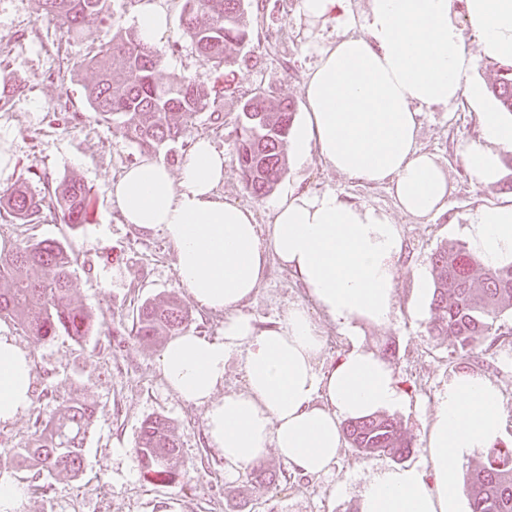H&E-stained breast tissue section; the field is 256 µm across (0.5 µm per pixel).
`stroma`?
<instances>
[{
	"label": "stroma",
	"mask_w": 512,
	"mask_h": 512,
	"mask_svg": "<svg viewBox=\"0 0 512 512\" xmlns=\"http://www.w3.org/2000/svg\"><path fill=\"white\" fill-rule=\"evenodd\" d=\"M165 5L170 33L157 46L162 56L158 76L165 82L186 75L216 87L223 123L212 125L208 113H200L192 135L209 138L223 150L219 192L226 200L253 208L265 227L272 221L276 193L298 184L317 192L335 190L346 200L390 214L399 225L404 253L396 281L397 313L390 324L363 327L362 338L393 368L407 399L387 412L413 439L405 464H424L426 425L449 381L463 372L489 377L497 385L503 416L497 445L512 448V336L478 359L459 361L451 354L450 341L427 334L431 294L414 295L418 277H431L435 253L462 243L468 214L482 204L512 202V153L502 155L501 177L488 186L473 184L461 157L465 145L480 139L479 112L498 110L494 96L485 95L479 104L463 96L423 113L418 145L436 155L451 186L448 207L437 215L420 219L400 212L388 185L349 178L328 167L315 151L300 163L287 159L273 193L259 199L246 189L233 160L244 96L258 89L303 113V85L317 61L316 50L335 41L336 28L330 22L312 25L301 11V0H245V20L259 38L239 48L236 64L219 73L182 35L184 0H165ZM41 13L40 0H0V69L21 81L11 100L0 104V127L15 144L14 172L8 185H0V195L23 180L38 190L44 183L75 177L90 188L92 204L84 224L65 223L53 210L32 224L0 219V251L43 239L67 245L76 258L73 297L92 312L96 329L80 343L64 335L35 340L7 318H0V330L30 352L33 395L45 415L71 399L92 405L95 413L84 443L88 467L75 478L43 470V479L52 485L47 497L29 492L32 473L16 464L31 438V414L0 424V477L26 489L14 512H358L364 484L380 469L396 465V458L364 457L345 444L330 473L305 477L290 472L271 452L262 465L279 473L276 483H257L246 472L225 478L224 459L204 436L203 407L179 398L158 368L162 344L146 346L131 335L132 312L142 302L184 296L175 249L161 232L120 223L111 204L112 182L141 154L86 102L85 87L96 74L83 61L98 29L71 38L42 22ZM307 300L298 278L272 258L246 312L265 326ZM313 318L324 339L315 369L324 373L349 339L325 315L317 312ZM157 415L167 418L175 431L186 486L150 484L140 473L134 454L140 427Z\"/></svg>",
	"instance_id": "35a3bbf8"
}]
</instances>
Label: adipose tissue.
<instances>
[{"mask_svg": "<svg viewBox=\"0 0 512 512\" xmlns=\"http://www.w3.org/2000/svg\"><path fill=\"white\" fill-rule=\"evenodd\" d=\"M302 10L311 21L335 23L339 35L307 75L308 112L292 141L296 159L315 149L341 174L389 184L396 206L412 216L445 209L448 177L419 148L418 117L422 108L463 95L480 98L472 79L480 61L512 65V0H370L360 24L345 0H302ZM460 10L478 34L472 52L455 20ZM136 22L152 45L170 30L163 0H140ZM480 122L482 140L465 146L462 162L474 184L489 185L501 176V155L512 153V117L487 111ZM224 163L223 152L200 138L178 172L147 156L109 191L122 223L161 229L175 247L177 280L190 298L224 316L222 337L175 336L159 367L180 398L204 406V433L224 459L225 477L271 450L301 475L325 474L343 442L342 421L392 408L402 393L389 364L356 339L318 375L323 338L311 312L351 331L360 322L389 324L400 228L386 212L335 191L296 186L274 201L271 224L260 228L251 208L219 193ZM463 233L485 266L512 262V204L479 206ZM272 256L300 279L311 302L259 328L242 308ZM233 352L246 387L226 394L224 367ZM32 382L29 353L0 333V422L31 406ZM502 426L495 383L479 374L455 376L428 423L427 467L378 471L361 490L359 512H459L460 466L472 449L493 447Z\"/></svg>", "mask_w": 512, "mask_h": 512, "instance_id": "adipose-tissue-1", "label": "adipose tissue"}]
</instances>
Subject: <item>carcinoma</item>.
Returning a JSON list of instances; mask_svg holds the SVG:
<instances>
[{"instance_id":"carcinoma-1","label":"carcinoma","mask_w":512,"mask_h":512,"mask_svg":"<svg viewBox=\"0 0 512 512\" xmlns=\"http://www.w3.org/2000/svg\"><path fill=\"white\" fill-rule=\"evenodd\" d=\"M41 2L43 19L58 24L71 37L83 36L92 23L111 33L87 62L97 77L86 86V97L103 121L140 151L161 155L172 144L185 151L193 144L191 129L199 113L209 112L215 124L223 120L214 88L186 76L157 81L160 54L141 40L138 31L117 23L110 0ZM180 26L198 56L219 70L236 64L234 47L249 39L243 0H185ZM491 92L512 114L511 66L492 83ZM241 112L233 158L246 188L261 198L285 171L295 112L291 104L276 103L262 91L249 94ZM89 205V189L75 178L48 183L39 192L21 183L0 195V211L17 224L32 223L45 209L61 213L69 224H83ZM73 264L71 251L53 240L21 245L0 255V282L8 284L0 289V317L10 318L38 341L60 334L82 341L93 328V315L73 299ZM433 283L428 333L450 340L457 359L475 357L489 338L503 335L501 314L512 310V264L488 268L463 245L445 247L434 256ZM191 321L187 303L172 295L139 305L132 314L131 334L152 343L182 333ZM93 413L91 405L75 400L59 405L48 418L41 408H34L31 446L20 453L22 466L79 476L86 466L83 443ZM344 433L350 447L365 456L401 457L412 447L407 431L388 417L350 420ZM135 454L147 480L185 483L186 473L178 468V442L165 418L143 422ZM464 492L470 512H512V449H489L484 463L469 474Z\"/></svg>"}]
</instances>
